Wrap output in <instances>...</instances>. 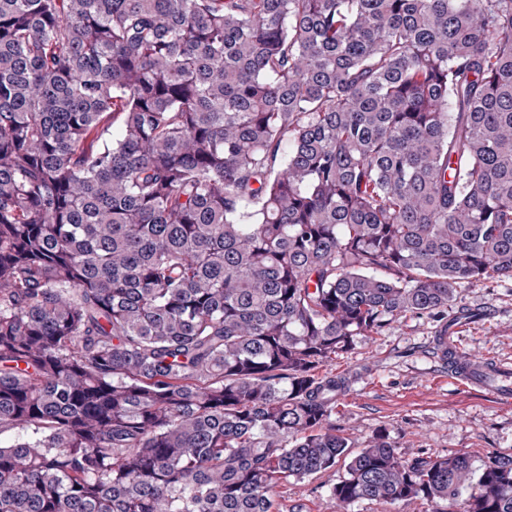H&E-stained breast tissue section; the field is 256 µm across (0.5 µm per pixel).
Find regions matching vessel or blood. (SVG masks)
<instances>
[{"instance_id":"obj_1","label":"vessel or blood","mask_w":512,"mask_h":512,"mask_svg":"<svg viewBox=\"0 0 512 512\" xmlns=\"http://www.w3.org/2000/svg\"><path fill=\"white\" fill-rule=\"evenodd\" d=\"M447 357L454 383L483 387L493 391L502 402L512 401V369L504 362L477 358L453 347Z\"/></svg>"}]
</instances>
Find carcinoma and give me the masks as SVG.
I'll use <instances>...</instances> for the list:
<instances>
[{"instance_id":"1","label":"carcinoma","mask_w":512,"mask_h":512,"mask_svg":"<svg viewBox=\"0 0 512 512\" xmlns=\"http://www.w3.org/2000/svg\"><path fill=\"white\" fill-rule=\"evenodd\" d=\"M497 277L512 0H0V512H512L319 375ZM343 463L300 481L291 480L276 489V512H341L330 493L344 474ZM446 502L422 503L413 500L405 503L389 504L376 501H360L352 504L347 512H448Z\"/></svg>"}]
</instances>
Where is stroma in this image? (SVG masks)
Instances as JSON below:
<instances>
[{
    "label": "stroma",
    "instance_id": "35a3bbf8",
    "mask_svg": "<svg viewBox=\"0 0 512 512\" xmlns=\"http://www.w3.org/2000/svg\"><path fill=\"white\" fill-rule=\"evenodd\" d=\"M447 321L464 351L512 363V278L462 285L445 318L407 316L324 367L345 382L331 422L353 450L384 429L405 460L465 453L480 465L512 457V406L448 380V365L437 354ZM343 474L339 464L278 487V512H339L330 489Z\"/></svg>",
    "mask_w": 512,
    "mask_h": 512
}]
</instances>
